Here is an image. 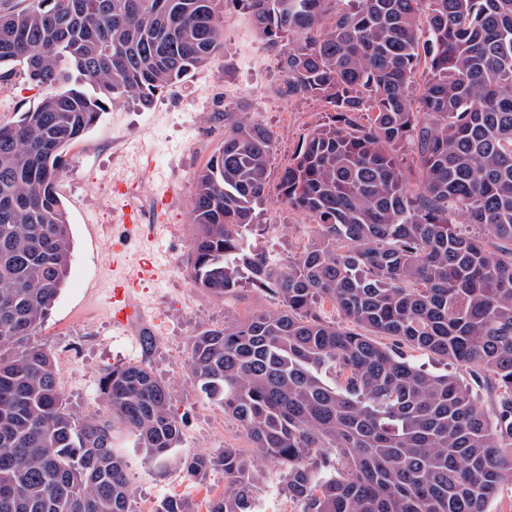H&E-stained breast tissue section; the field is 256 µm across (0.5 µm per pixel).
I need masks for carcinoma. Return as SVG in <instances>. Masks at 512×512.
Masks as SVG:
<instances>
[{
  "mask_svg": "<svg viewBox=\"0 0 512 512\" xmlns=\"http://www.w3.org/2000/svg\"><path fill=\"white\" fill-rule=\"evenodd\" d=\"M230 2L277 51L280 92L326 114L279 177V201L312 220L285 264L253 243L274 136L224 110L191 193L190 277L277 307L197 332L184 368L281 467L300 512H486L512 482V0ZM223 36V0H0V70L44 89L0 124V512H134L119 427L151 459L180 446L172 392L146 362L106 372L104 411L79 419L32 337L72 256L66 149L110 105L149 107ZM407 349L471 381L430 375ZM180 464L224 471L208 512H257L240 449ZM155 512L192 509L168 496ZM408 357L416 366L421 367L428 372L434 374L453 372L461 379L468 378V374L464 368L452 365L449 361L447 365L446 360L428 351L410 349L408 351Z\"/></svg>",
  "mask_w": 512,
  "mask_h": 512,
  "instance_id": "obj_1",
  "label": "carcinoma"
}]
</instances>
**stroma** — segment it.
<instances>
[{
	"label": "stroma",
	"mask_w": 512,
	"mask_h": 512,
	"mask_svg": "<svg viewBox=\"0 0 512 512\" xmlns=\"http://www.w3.org/2000/svg\"><path fill=\"white\" fill-rule=\"evenodd\" d=\"M281 85L275 53L267 50L248 15L229 5L224 9V47L207 66L157 95L149 108L109 107L67 152L58 191L69 213L73 254L64 286L37 340L55 354H72V362H58L57 369L68 406L78 417L102 411V376L128 363L146 361L171 389L173 411L182 421L176 458L151 461L136 447L133 436L120 440L136 490L135 512H153L167 495L180 496L193 512H205L209 501L223 492L224 474L215 470L200 479L188 478L180 457L213 452L227 444L247 451L252 448L237 422L226 417L188 375L183 360L190 337L198 331L274 309L276 303L254 288L243 299L230 301L198 288L194 308L184 311L179 288L190 277L193 230L188 226L190 211L178 204L176 193L192 188L196 174L223 142L220 115L229 100L243 104L248 112L260 113L272 130L276 141L272 173L287 165L303 134L323 120L324 112L312 99H284ZM42 94L21 70L0 79V124L15 120ZM280 102L286 103L287 113L277 110ZM144 175L150 180L152 205L159 210L155 221L163 230L153 241L146 232L136 233L127 248L131 254L156 258L165 271L136 293L144 310L140 319L117 328L102 316L111 306L108 256L112 238L123 231L112 209L113 186L133 183ZM91 183L101 189L98 198L85 194ZM260 221L269 230L257 237L258 246L274 249L284 258L300 254L307 241L308 216L282 204L270 205ZM146 336L155 340L149 352L142 344ZM252 476L258 512H297L283 490L278 464L255 459Z\"/></svg>",
	"instance_id": "obj_1"
}]
</instances>
